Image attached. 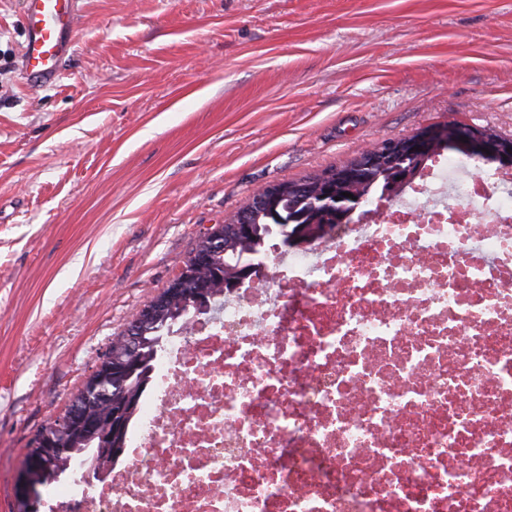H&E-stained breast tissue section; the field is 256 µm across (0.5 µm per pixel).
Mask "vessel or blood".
Masks as SVG:
<instances>
[{
  "instance_id": "1",
  "label": "vessel or blood",
  "mask_w": 512,
  "mask_h": 512,
  "mask_svg": "<svg viewBox=\"0 0 512 512\" xmlns=\"http://www.w3.org/2000/svg\"><path fill=\"white\" fill-rule=\"evenodd\" d=\"M77 22L76 0H26L20 68L32 87H43L59 77Z\"/></svg>"
}]
</instances>
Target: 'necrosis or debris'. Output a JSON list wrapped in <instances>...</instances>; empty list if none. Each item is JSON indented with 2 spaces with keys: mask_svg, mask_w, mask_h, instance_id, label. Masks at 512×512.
<instances>
[{
  "mask_svg": "<svg viewBox=\"0 0 512 512\" xmlns=\"http://www.w3.org/2000/svg\"><path fill=\"white\" fill-rule=\"evenodd\" d=\"M64 512H512V170L434 155L156 360Z\"/></svg>",
  "mask_w": 512,
  "mask_h": 512,
  "instance_id": "obj_1",
  "label": "necrosis or debris"
}]
</instances>
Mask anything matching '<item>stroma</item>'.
I'll list each match as a JSON object with an SVG mask.
<instances>
[{"label":"stroma","mask_w":512,"mask_h":512,"mask_svg":"<svg viewBox=\"0 0 512 512\" xmlns=\"http://www.w3.org/2000/svg\"><path fill=\"white\" fill-rule=\"evenodd\" d=\"M0 0V512L37 429L261 188L457 121L512 136V0H78L59 79Z\"/></svg>","instance_id":"obj_1"}]
</instances>
